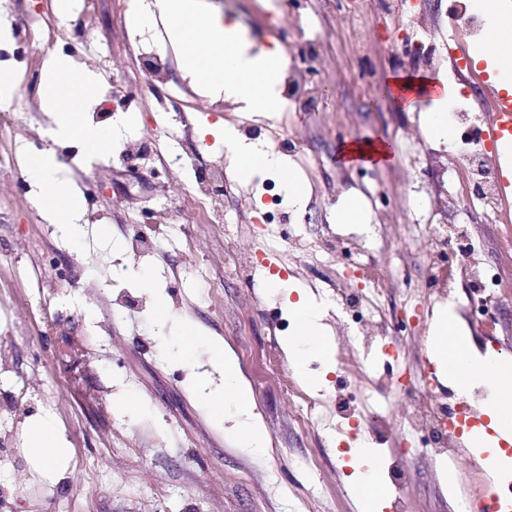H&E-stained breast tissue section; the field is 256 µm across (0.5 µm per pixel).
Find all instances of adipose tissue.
<instances>
[{
  "mask_svg": "<svg viewBox=\"0 0 512 512\" xmlns=\"http://www.w3.org/2000/svg\"><path fill=\"white\" fill-rule=\"evenodd\" d=\"M475 8L488 20L490 37L478 59L487 64L502 60L501 70L494 80L499 88L512 92V63L504 61V49L512 45V0H474ZM153 15L141 14L131 21L132 27L146 24L150 17L167 23V37L179 51L182 69L200 88L233 99L242 111L268 116L278 111L277 86L287 62L278 48L260 53L252 52L251 43L239 24L223 20L209 13L203 0H154ZM97 79L95 74L73 68L68 59H51L44 74L43 106L55 113L56 126L52 137L56 140L81 139L93 156L106 155L112 146V132L91 126L81 115L93 101ZM200 137H220L230 152V162L242 179H250L270 170H284L285 164L272 148L260 143L236 142L220 126L204 127ZM24 163L31 183L36 187L37 199L45 208L46 219L62 226L73 243H81L82 226L79 222V203L70 178L62 171L52 151L29 153ZM274 287L289 300L296 334L286 345L296 369H303L308 354L329 353L327 327L315 298L305 289L277 279ZM458 318L452 307L441 308L434 317L436 337L433 352L441 371L460 388L483 382L490 388L485 413L489 418V432L472 430L473 448L482 454L483 466L490 475L512 470V457L501 450V442L512 443V357L495 353L479 354L457 331ZM211 352L224 372V388L215 393L207 382H200L198 393L207 402L214 415L237 409L240 418L232 429L234 439L242 447L263 453L267 436L253 414V397L248 383L240 374L236 357L222 338L210 342ZM352 480L357 488L358 512H375L384 491L379 482L373 451L369 448L352 449Z\"/></svg>",
  "mask_w": 512,
  "mask_h": 512,
  "instance_id": "obj_1",
  "label": "adipose tissue"
}]
</instances>
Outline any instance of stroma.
<instances>
[{
	"label": "stroma",
	"instance_id": "1",
	"mask_svg": "<svg viewBox=\"0 0 512 512\" xmlns=\"http://www.w3.org/2000/svg\"><path fill=\"white\" fill-rule=\"evenodd\" d=\"M94 2L84 19L87 40L56 28V52L97 75V98L85 118L104 129L125 127L136 156L122 158L125 136L94 161L81 140L50 143L45 132L53 117L42 110L36 88L18 87L13 111L0 120V157L53 148L79 189L86 226L84 245L72 246L44 219L24 167L0 168V307L8 310L0 319V387L29 381L14 416L0 422V448L11 451L0 463V512H356L349 450L362 441L382 464L381 512H461L466 493L486 473L468 448L445 472L408 452L398 413L404 396L392 397L381 438L363 429L347 437L298 429L288 385L299 377L283 349L294 326L287 303L267 286L279 278L308 287L327 307L323 322L332 345L366 353L381 374L388 369L384 356L354 340L348 313L336 301L337 289L355 295L365 289L341 248L378 262L391 283L379 298L381 314L420 323L426 339L445 300L426 286L421 256L427 244L416 225L459 227L488 264L512 261V223L463 212L456 197L441 192L444 169L460 149L428 139L418 113L377 93L392 74L423 72L447 79L461 100L492 103L485 63L456 66L457 58L472 57L476 43L452 29V0H411L407 10L397 0H210L242 25L254 48L279 47L292 70L315 65L320 92L314 101H282L270 119L243 114L224 96L196 88L171 49L165 81L145 80L148 61L128 16L145 9L146 0ZM55 13V0H0L1 25L34 27ZM363 67L373 72L365 85L357 78ZM126 77L141 80L128 108L120 90ZM106 103L111 112H103ZM218 122L233 125L247 142L276 148L287 137L294 145L284 160L307 183L308 197L303 206L285 201L272 211L273 226L287 225L290 233L277 253H268L266 238L254 232L267 175L237 180L223 143L198 137L200 126ZM354 140L386 143L389 163L344 165L339 147ZM169 152L180 154L184 165L165 174L160 158ZM216 166L226 169L229 236L198 215L194 202L198 173ZM353 194L365 201L370 234L336 221L337 207ZM105 226L107 239L98 235ZM152 231L157 249L135 255L132 238ZM321 241L338 250L336 260L310 251ZM229 251L249 255L256 274H225ZM202 264L205 282L197 272ZM406 268L417 284L415 307L406 306L399 286ZM467 296L459 289L454 308L472 346L512 355V308L493 325L471 322L462 316ZM159 299L171 314L163 326L150 314ZM189 328L198 330L196 339L187 338ZM211 336L233 350L251 387L253 411L269 439L264 455L225 435L227 421L191 389L196 374L210 367ZM403 349L408 373L431 375L434 399L457 396V387L437 375L430 347L407 342ZM119 391L141 398L135 418L114 412ZM44 417L66 442L54 466L27 446L29 424Z\"/></svg>",
	"mask_w": 512,
	"mask_h": 512
}]
</instances>
